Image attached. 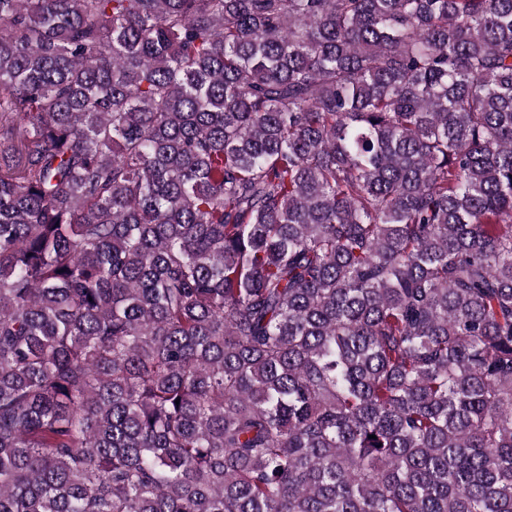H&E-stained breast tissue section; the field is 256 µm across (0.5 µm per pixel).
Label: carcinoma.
<instances>
[{
  "label": "carcinoma",
  "mask_w": 512,
  "mask_h": 512,
  "mask_svg": "<svg viewBox=\"0 0 512 512\" xmlns=\"http://www.w3.org/2000/svg\"><path fill=\"white\" fill-rule=\"evenodd\" d=\"M0 512H512V0H0Z\"/></svg>",
  "instance_id": "carcinoma-1"
}]
</instances>
